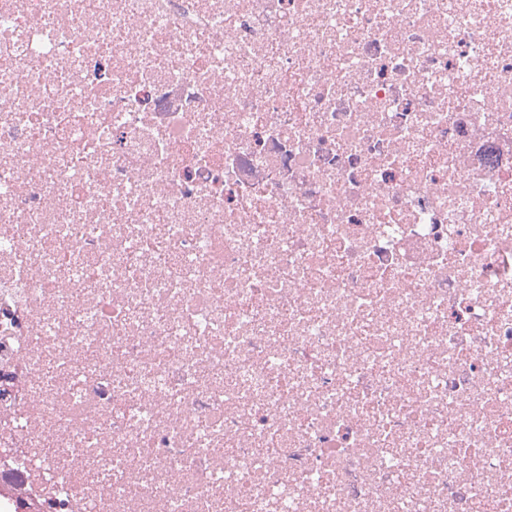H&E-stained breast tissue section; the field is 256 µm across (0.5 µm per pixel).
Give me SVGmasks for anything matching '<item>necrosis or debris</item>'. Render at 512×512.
Here are the masks:
<instances>
[{"instance_id":"4bbe7bcc","label":"necrosis or debris","mask_w":512,"mask_h":512,"mask_svg":"<svg viewBox=\"0 0 512 512\" xmlns=\"http://www.w3.org/2000/svg\"><path fill=\"white\" fill-rule=\"evenodd\" d=\"M0 512H512V0H0Z\"/></svg>"}]
</instances>
